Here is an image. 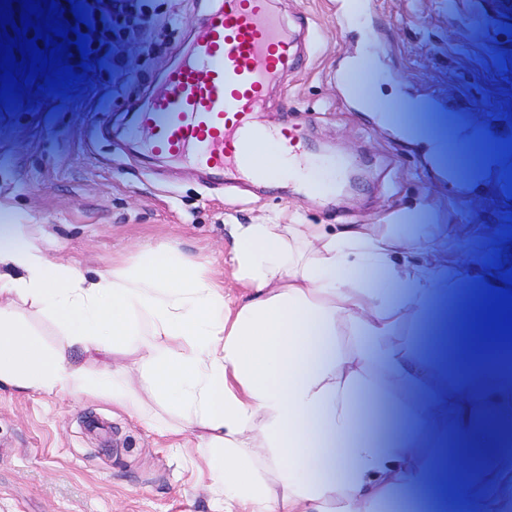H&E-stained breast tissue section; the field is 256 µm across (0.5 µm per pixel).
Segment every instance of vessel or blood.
<instances>
[{"instance_id":"obj_1","label":"vessel or blood","mask_w":512,"mask_h":512,"mask_svg":"<svg viewBox=\"0 0 512 512\" xmlns=\"http://www.w3.org/2000/svg\"><path fill=\"white\" fill-rule=\"evenodd\" d=\"M299 42L274 0H218L139 113L151 152L209 174L257 172L256 150L274 134L257 115L298 67Z\"/></svg>"}]
</instances>
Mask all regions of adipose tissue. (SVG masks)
<instances>
[{
  "label": "adipose tissue",
  "mask_w": 512,
  "mask_h": 512,
  "mask_svg": "<svg viewBox=\"0 0 512 512\" xmlns=\"http://www.w3.org/2000/svg\"><path fill=\"white\" fill-rule=\"evenodd\" d=\"M224 268L175 249L88 279L0 214V385L77 398L98 389L160 433L193 436L222 512H379L446 471L456 512H506L512 481L474 484L512 451V353L463 350L452 377L392 342L406 313L432 317L441 274L405 262L391 229L234 224ZM232 280L237 293L224 290ZM60 330L46 345L15 312ZM348 331L355 347L338 344ZM410 388L399 408L390 385ZM395 410L388 436L360 407ZM449 424L454 445L431 441ZM15 310L29 323L32 330L39 334L47 345L57 341L59 329L55 322L45 313H40L29 304L17 303Z\"/></svg>",
  "instance_id": "ef3b65f1"
}]
</instances>
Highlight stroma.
I'll list each match as a JSON object with an SVG mask.
<instances>
[{"label": "stroma", "mask_w": 512, "mask_h": 512, "mask_svg": "<svg viewBox=\"0 0 512 512\" xmlns=\"http://www.w3.org/2000/svg\"><path fill=\"white\" fill-rule=\"evenodd\" d=\"M284 23L304 20L313 45L297 74L268 96L266 119L303 132L313 163L337 157L357 174L348 190L301 199L293 180L261 187L216 184L167 159H151L135 132L133 105L175 63L206 0H152L150 47L133 56L120 88L88 71L70 98L27 88L25 103L0 112V210L24 218L31 243L49 260L86 277L143 260L144 246L166 247L224 264L232 224H390L416 237L407 260L433 265L434 244L464 252L454 301L440 299L430 324L405 337L431 338V360L450 372L460 325L480 286L488 253L512 216V200L486 166L503 145L484 142L487 124L512 123V14L500 0H377L365 25L344 22L350 0H275ZM377 74L371 102L339 85L354 58ZM456 100L457 113L433 98ZM410 124L430 134L414 139ZM473 148L454 176L434 156L449 128ZM0 512H213L186 449L92 393L78 399L0 388Z\"/></svg>", "instance_id": "stroma-1"}]
</instances>
